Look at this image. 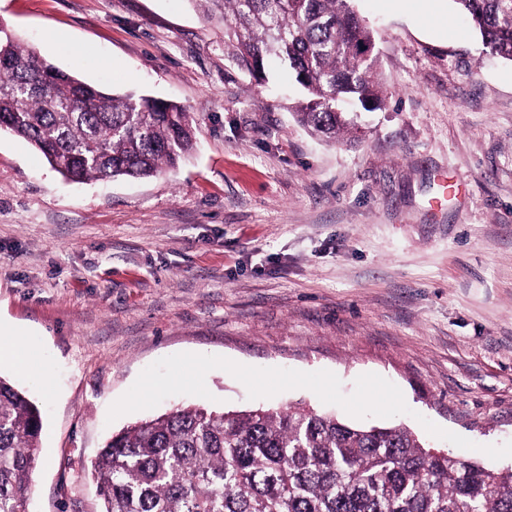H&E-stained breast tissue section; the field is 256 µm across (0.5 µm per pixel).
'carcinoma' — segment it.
<instances>
[{
    "instance_id": "obj_1",
    "label": "carcinoma",
    "mask_w": 512,
    "mask_h": 512,
    "mask_svg": "<svg viewBox=\"0 0 512 512\" xmlns=\"http://www.w3.org/2000/svg\"><path fill=\"white\" fill-rule=\"evenodd\" d=\"M224 21L237 67L288 64L299 121L336 138L341 103L371 110L383 90L353 0H203ZM483 43L512 61V0H454ZM0 126L64 178L149 177L193 146L180 104L121 95L56 67L0 22ZM36 404L0 375V512H25ZM100 512H512L503 471L425 446L401 425L360 427L302 404L245 411L177 408L112 434L94 462Z\"/></svg>"
}]
</instances>
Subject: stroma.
<instances>
[{
    "mask_svg": "<svg viewBox=\"0 0 512 512\" xmlns=\"http://www.w3.org/2000/svg\"><path fill=\"white\" fill-rule=\"evenodd\" d=\"M354 6L384 97L325 141L298 123L286 64L239 71L202 0H0L63 70L179 102L196 142L156 176L74 184L0 131V324L30 363L0 374L43 422L28 512H98L91 463L142 417L109 406L183 352L328 370L347 395L381 375L411 409L394 423L464 459L512 440V61L453 0ZM443 172L460 193L434 210ZM206 386L156 413L255 405L225 370Z\"/></svg>",
    "mask_w": 512,
    "mask_h": 512,
    "instance_id": "1",
    "label": "stroma"
}]
</instances>
